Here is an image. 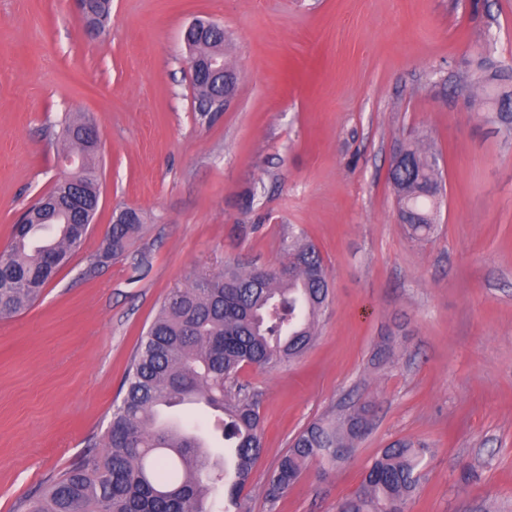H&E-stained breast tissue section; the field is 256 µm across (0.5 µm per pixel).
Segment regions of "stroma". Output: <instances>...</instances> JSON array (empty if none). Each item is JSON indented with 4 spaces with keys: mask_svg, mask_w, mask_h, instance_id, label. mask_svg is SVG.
<instances>
[{
    "mask_svg": "<svg viewBox=\"0 0 512 512\" xmlns=\"http://www.w3.org/2000/svg\"><path fill=\"white\" fill-rule=\"evenodd\" d=\"M199 20L223 28L238 74L221 112L194 99L184 32ZM488 45L512 64V0H112L96 36L73 0H0V248L72 173L61 121L85 116L102 141L82 247L32 307L0 318V512L94 451L171 289L278 266L301 232L331 296L301 358L241 373L264 422L252 512H336L398 439L430 448L408 512H512V145L464 89ZM422 129L446 198L415 243L389 170ZM126 207L141 233L99 262ZM366 401L353 456L310 465L268 503L295 436Z\"/></svg>",
    "mask_w": 512,
    "mask_h": 512,
    "instance_id": "stroma-1",
    "label": "stroma"
}]
</instances>
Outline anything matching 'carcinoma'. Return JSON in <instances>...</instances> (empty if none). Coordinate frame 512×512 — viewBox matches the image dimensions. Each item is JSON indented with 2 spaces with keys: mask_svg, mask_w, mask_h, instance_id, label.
Wrapping results in <instances>:
<instances>
[{
  "mask_svg": "<svg viewBox=\"0 0 512 512\" xmlns=\"http://www.w3.org/2000/svg\"><path fill=\"white\" fill-rule=\"evenodd\" d=\"M112 0H85L92 17L109 16ZM198 21L184 39L191 57H224V32L200 36ZM198 109L214 112L218 89L206 76L192 79ZM466 90L480 117L504 140H512V112L494 111L512 100V64L487 51L468 62ZM85 118H68L57 133L78 173L82 208L68 207L71 191L60 182L26 210L14 225L10 246L0 252V318L31 307L89 231L83 223L96 215L100 148L82 136ZM407 161L390 174L397 218L410 239L429 238L441 206L443 183L439 150L420 133L406 144ZM141 215L126 209L116 216L100 261L122 256L141 228ZM288 275L276 270L229 267L197 276L164 298L158 315L136 347L125 376L123 397L112 410L102 450L61 472L24 501L23 512H213L209 498L224 489L222 512H251L244 495L261 453L258 401L240 383L246 366L272 368L302 356L316 338V318L329 297L328 273L319 250L298 240L288 249ZM180 398L224 414V441L232 470L216 454L195 423L170 429L161 413ZM366 406L336 421L310 424L293 440L269 476L265 497L277 500L304 469L343 460L341 448H354L368 424ZM426 448L397 440L383 449L365 473L361 489L337 505L339 512H406L420 477Z\"/></svg>",
  "mask_w": 512,
  "mask_h": 512,
  "instance_id": "carcinoma-1",
  "label": "carcinoma"
}]
</instances>
